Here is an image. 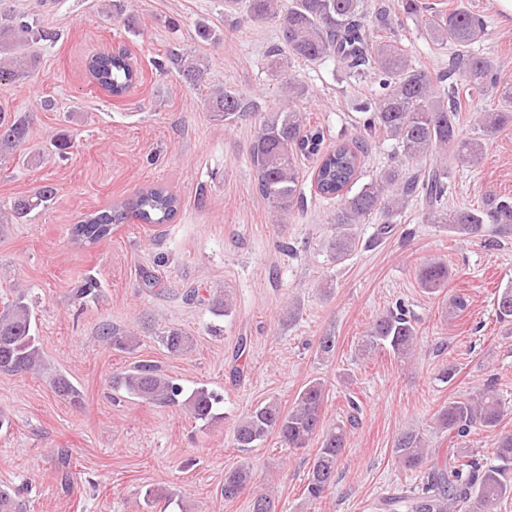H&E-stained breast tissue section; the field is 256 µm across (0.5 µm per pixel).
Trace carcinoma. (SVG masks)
Here are the masks:
<instances>
[{"label": "carcinoma", "mask_w": 512, "mask_h": 512, "mask_svg": "<svg viewBox=\"0 0 512 512\" xmlns=\"http://www.w3.org/2000/svg\"><path fill=\"white\" fill-rule=\"evenodd\" d=\"M225 7L243 12L253 23L276 21L280 26L283 48L270 52V68L285 72L288 59L315 64L332 59L350 78L373 79L374 96L356 104V111L367 117L360 134L351 143L339 142L324 147L321 129L309 125L307 113L298 102L306 97L305 84L290 75L281 83L280 106L263 111L259 105L237 90L213 88L205 105L226 121L258 119L255 139L249 150V163L257 177L260 195L269 207L273 221L286 224L297 205H304L299 189L301 171L298 157H317L315 185L318 195L336 203L331 216L336 235L329 248L340 261L356 246L355 225L377 216L382 229L394 223L408 203L422 202L424 224H440L465 241L484 232L486 224L494 226L495 235H512V197L492 195L476 208L450 209L448 181L459 165L473 166L482 159L485 142L512 128V86L503 87L500 97L505 105L490 111L473 109V135L459 132V100L455 89L448 88V76L433 77L416 64L395 41L381 37L391 27L384 9L373 13L367 0H224ZM403 12L421 18L419 37L443 48L455 49L454 73L471 91L498 88L499 68L494 60L473 52V45L487 35L483 15L459 5L444 10L421 0H402ZM52 34L39 25L36 16H17L0 10V82L23 81L39 65L35 53H23L19 47L27 42L49 41ZM170 62L184 83L195 89L205 82V61L187 52H173ZM89 77L114 98H122L139 82L140 72L122 52H99L85 64ZM33 113H9L0 110V165L23 150L28 140ZM382 131L395 142L393 165L382 170L358 189L361 157L372 145V135ZM73 146L66 133L55 135L49 151L64 158ZM55 197L52 186L36 187L0 210V224H19L47 209ZM179 196L166 186L152 185L138 189L121 201L89 212L72 228L73 240L79 244L97 243L111 236L117 225L134 219L141 224L168 223L180 208ZM451 273L441 261L427 262L419 268V284L428 292L439 291L448 284ZM190 299L208 302L212 313L220 316L231 310L228 297L200 295L190 291ZM496 313L503 322L512 321V284L504 287L496 299ZM415 319L403 306L380 314L370 325L361 343L364 355L377 348L386 349L399 359L411 354L417 340ZM98 336L118 348H130L134 340L111 325L100 327ZM168 353L182 355L191 347L192 338L178 329L161 336ZM45 361L38 337L32 328V312L24 294L0 307V371L37 373ZM115 385L131 396L159 405H181L196 421L210 423L219 418L217 406L223 402L216 392L198 387L189 395L160 368L142 361L114 380ZM56 394L72 402L80 400L81 391L64 375L52 378ZM323 384L308 383L298 394L295 406L284 411L275 401L259 405L236 424L233 446L247 451L276 434L287 448H305L316 438L322 422ZM346 422L322 435L321 446L309 470L307 497L317 500L336 478L346 448L348 428L355 426L358 407L350 402ZM508 406L500 398L493 381L474 389L462 401H450L436 413L437 428L463 440L472 430L494 428L503 419ZM393 453L403 466H423L431 453L423 437L413 431L400 433ZM496 463L487 466L467 457L464 449L451 448L428 468L427 483L421 493L384 499L387 512H497L500 503L512 497V433L498 441ZM249 471L239 467L224 474L222 495L237 498L247 487ZM268 493L256 494L251 512H275ZM0 512H24L17 497L0 489Z\"/></svg>", "instance_id": "1"}]
</instances>
